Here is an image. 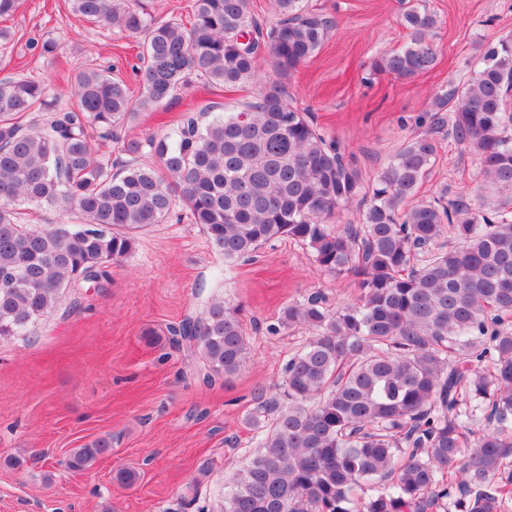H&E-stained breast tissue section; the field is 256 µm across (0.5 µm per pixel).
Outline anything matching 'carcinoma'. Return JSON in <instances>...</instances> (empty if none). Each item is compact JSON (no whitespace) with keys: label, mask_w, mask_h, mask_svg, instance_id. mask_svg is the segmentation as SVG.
<instances>
[{"label":"carcinoma","mask_w":512,"mask_h":512,"mask_svg":"<svg viewBox=\"0 0 512 512\" xmlns=\"http://www.w3.org/2000/svg\"><path fill=\"white\" fill-rule=\"evenodd\" d=\"M195 0L192 18L156 21L139 0H72L75 14L130 35L141 96L94 62L79 65L65 104L23 74L0 79V339L26 337L74 292L102 287L139 236L187 219L234 264L291 239L332 276L356 278V302L322 291L294 299L284 328L307 338L284 368L281 397H256L257 448L202 512H502L512 498V39L435 94L426 130L404 140L367 191L360 170L288 93L286 79L320 48L333 20L306 0ZM408 40L371 71L433 69L439 28L425 0L400 15ZM269 57L273 75L260 77ZM195 78L262 89L235 112L184 119L169 134L123 141L115 162L94 139L120 138L141 110ZM478 156L485 209L466 195L418 197L437 137ZM362 196L359 220L333 219ZM53 209L70 224H29ZM203 379L248 363L240 310L212 296L168 328ZM111 451L74 449L73 472Z\"/></svg>","instance_id":"1"}]
</instances>
